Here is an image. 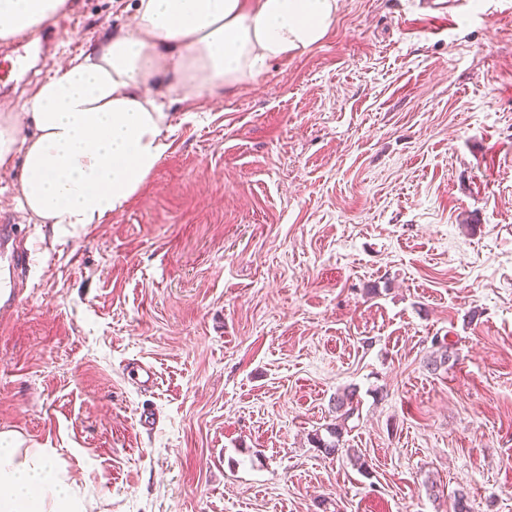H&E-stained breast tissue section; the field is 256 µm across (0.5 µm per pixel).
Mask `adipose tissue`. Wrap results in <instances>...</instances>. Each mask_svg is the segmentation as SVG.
<instances>
[{
	"instance_id": "ef3b65f1",
	"label": "adipose tissue",
	"mask_w": 512,
	"mask_h": 512,
	"mask_svg": "<svg viewBox=\"0 0 512 512\" xmlns=\"http://www.w3.org/2000/svg\"><path fill=\"white\" fill-rule=\"evenodd\" d=\"M68 0H0V42L54 21ZM338 0H137L129 24L66 60L29 112L0 113V170L41 224H100L157 169L179 127L164 99H223L269 62L328 35ZM0 512H83L43 448L0 434Z\"/></svg>"
}]
</instances>
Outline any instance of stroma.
I'll use <instances>...</instances> for the list:
<instances>
[{
    "label": "stroma",
    "mask_w": 512,
    "mask_h": 512,
    "mask_svg": "<svg viewBox=\"0 0 512 512\" xmlns=\"http://www.w3.org/2000/svg\"><path fill=\"white\" fill-rule=\"evenodd\" d=\"M339 3L304 55L172 103L104 223H36L0 171L33 250L0 433L56 449L86 512H512V10ZM134 7L71 0L53 62ZM415 5L425 16L435 20H447L448 16L469 11L465 9L468 5L465 0H417ZM358 403L354 405L353 395L345 394L342 397H338L336 399V413L340 412V415L336 417V419H340L341 424H335L334 427L330 430V435L334 438V440L330 442H323L319 448H324L326 454H335L338 452L339 448V437L341 435V430L343 426H345V422L351 418L358 410Z\"/></svg>",
    "instance_id": "1"
}]
</instances>
